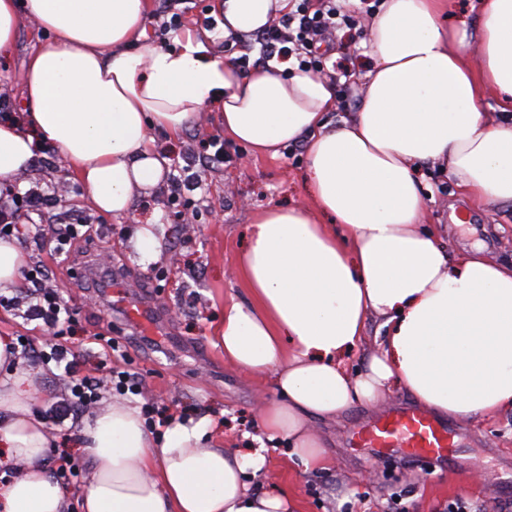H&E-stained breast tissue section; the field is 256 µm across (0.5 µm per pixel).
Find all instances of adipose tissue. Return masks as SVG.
Masks as SVG:
<instances>
[{"label":"adipose tissue","mask_w":512,"mask_h":512,"mask_svg":"<svg viewBox=\"0 0 512 512\" xmlns=\"http://www.w3.org/2000/svg\"><path fill=\"white\" fill-rule=\"evenodd\" d=\"M479 52L444 26L448 0H383L369 33L374 64L354 118L312 73H242L195 35L179 50L149 40L151 0H0V54L21 20L50 33L25 64L19 121L0 122V181L32 174L54 148L97 211L130 214L157 188L166 159L153 130L179 136L208 109L224 133L259 153L302 143L312 209L271 206L252 221L237 275L246 303H225L216 335L224 358L267 376L258 411L269 438L303 472L330 459L315 421L342 417L404 388L432 413L483 419L512 411V265L473 246L446 254L423 225L417 172L441 165L475 201L512 203V0H481ZM290 0H217L222 34L263 29ZM499 96L498 116L482 107ZM381 321L377 351L351 374L342 357ZM31 367L0 336V512H295L287 493L254 490L265 448H228L207 426L171 422L161 436L106 397L81 421L75 446L91 467L77 490L48 472L58 441L38 408Z\"/></svg>","instance_id":"1"}]
</instances>
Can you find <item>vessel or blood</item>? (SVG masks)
<instances>
[{
	"mask_svg": "<svg viewBox=\"0 0 512 512\" xmlns=\"http://www.w3.org/2000/svg\"><path fill=\"white\" fill-rule=\"evenodd\" d=\"M363 448L398 449L407 457L438 462L448 457L453 436L448 426L419 410H396L377 417L353 435Z\"/></svg>",
	"mask_w": 512,
	"mask_h": 512,
	"instance_id": "1",
	"label": "vessel or blood"
}]
</instances>
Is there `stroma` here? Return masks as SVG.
Masks as SVG:
<instances>
[{
	"instance_id": "1",
	"label": "stroma",
	"mask_w": 512,
	"mask_h": 512,
	"mask_svg": "<svg viewBox=\"0 0 512 512\" xmlns=\"http://www.w3.org/2000/svg\"><path fill=\"white\" fill-rule=\"evenodd\" d=\"M45 39L33 22L23 21L11 55L0 60V121L21 119L23 63ZM331 54L347 57L349 66L347 75L332 79L338 106L327 119L335 124L362 106V77L372 63L369 39L335 43ZM154 138L168 160L167 172L161 186L134 201L128 217L88 206L80 182L52 149L37 158L35 176L0 184L1 211L16 212L18 223L45 227L41 238L17 239L28 256L27 269L51 270L52 288L64 303L80 309L74 335L56 338L41 321L23 320L16 309L0 307V336H25L45 350L55 343L89 350L81 365L88 372L100 356L111 354L113 369L145 380L142 394L128 398L129 406L150 401L175 414L187 413L191 424L211 423L223 431L225 445L245 450L255 445L256 408L270 399V384L267 377L226 362L214 328L225 301L249 299L236 265L248 244L253 215L274 205H308L305 150L289 143L275 157L254 154L225 138L216 112L206 113L178 138L161 131ZM419 181L427 223L449 227L444 247L450 255L478 244L491 259L512 261V204L477 205L436 166L422 168ZM28 191L49 198L38 209L17 211L18 195ZM153 212L160 216L165 257L144 266L133 248L135 220ZM73 215L99 234L64 259L54 252L52 226ZM457 217L462 220L458 226L453 223ZM94 266L127 276L125 295L148 307L149 326L131 327L106 292L78 288V280ZM111 344L116 347L112 353L107 350ZM414 406L412 395L401 390L377 404L355 406L338 420L316 422L331 459L329 470L319 473H302L289 460L285 442L266 441L267 463L258 490L293 494L300 512H448L449 502L460 496L512 504L511 411L480 421L450 419L455 448L445 465L350 445L363 423Z\"/></svg>"
}]
</instances>
